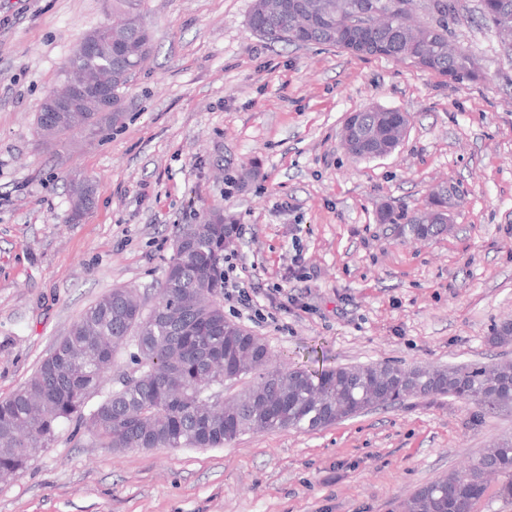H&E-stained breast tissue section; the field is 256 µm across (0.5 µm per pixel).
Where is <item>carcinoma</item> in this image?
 I'll return each mask as SVG.
<instances>
[{"label": "carcinoma", "mask_w": 512, "mask_h": 512, "mask_svg": "<svg viewBox=\"0 0 512 512\" xmlns=\"http://www.w3.org/2000/svg\"><path fill=\"white\" fill-rule=\"evenodd\" d=\"M287 0H253L248 23L256 35L288 30L283 45L319 44L343 48L356 32L325 15L310 17L309 30H291ZM512 0H482L481 17L497 26L499 11ZM440 16L427 24L441 30L430 71L450 77L470 55L448 53V14L455 0H436ZM125 31L104 25L92 31L98 52L74 51L66 74L90 81L112 80L117 93L146 59L114 55L116 35ZM409 28L390 24L376 31L366 57L407 60L421 55ZM97 104L89 102L71 122L51 112L37 117L38 134L56 137L96 126ZM361 127L375 133L373 144L402 140L407 117L397 110L359 111ZM383 224H394L404 238L429 239L445 224H415L387 206ZM232 220L213 208L193 224L178 227L173 255L158 292L149 302L128 288H114L92 304L54 345L34 374L15 393L0 398V472L27 468L41 448L52 444L67 426H83L99 448H214L245 432L319 430L379 405L409 396H450L481 411L512 404V363L487 368L425 366L402 369L387 363L286 371L266 369L264 340L224 317V249ZM128 348L129 363L113 379L112 391L87 409L116 349ZM251 377L232 396L224 387ZM512 473V440L486 449L468 471L452 472L417 489L403 512H448L452 500L474 504L484 493L489 473Z\"/></svg>", "instance_id": "carcinoma-1"}]
</instances>
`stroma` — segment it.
I'll list each match as a JSON object with an SVG mask.
<instances>
[{
	"label": "stroma",
	"mask_w": 512,
	"mask_h": 512,
	"mask_svg": "<svg viewBox=\"0 0 512 512\" xmlns=\"http://www.w3.org/2000/svg\"><path fill=\"white\" fill-rule=\"evenodd\" d=\"M151 52L113 124L37 134L67 59L123 0H0V397L34 373L83 312L115 288L153 294L177 225L220 207L257 256L254 281L292 300L271 319L225 306L269 346V369L385 362H512L490 342L512 321V53L457 0L449 40L483 78L452 83L410 62L284 46L253 33V0H133ZM407 114L383 158L341 144L346 117ZM93 202L69 221L71 185ZM460 196L447 232L405 241L379 209L421 214ZM512 438V407L411 397L315 433H246L220 448L124 451L60 432L0 479V512H400L420 486L467 471Z\"/></svg>",
	"instance_id": "35a3bbf8"
}]
</instances>
